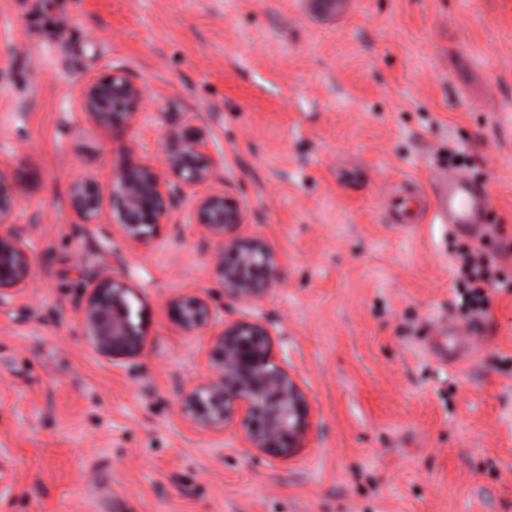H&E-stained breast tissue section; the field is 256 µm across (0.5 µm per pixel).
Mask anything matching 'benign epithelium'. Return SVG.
<instances>
[{"label": "benign epithelium", "mask_w": 512, "mask_h": 512, "mask_svg": "<svg viewBox=\"0 0 512 512\" xmlns=\"http://www.w3.org/2000/svg\"><path fill=\"white\" fill-rule=\"evenodd\" d=\"M146 89L122 65L86 79L80 88L83 119L112 138L143 123ZM224 158L196 112L185 113L154 154L132 139L112 159L110 181L92 177L69 184L68 208L80 224H107L111 236L131 249L153 245L162 224L192 227L224 300L240 316L220 315L209 294L182 288L165 301L169 322L181 336H206L205 371L179 385L176 402L191 429L218 437L232 432L241 448L286 461L305 447L314 423L309 394L279 356L282 335L246 311L282 287L284 265L271 243L248 232L240 204L220 180ZM26 186L0 167V304L25 295L37 268L33 239L42 223L17 221ZM133 288L101 271L88 278L75 319L88 348L115 366H138L147 336L142 310L133 309Z\"/></svg>", "instance_id": "1"}]
</instances>
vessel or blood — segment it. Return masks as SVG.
<instances>
[{
    "instance_id": "vessel-or-blood-1",
    "label": "vessel or blood",
    "mask_w": 512,
    "mask_h": 512,
    "mask_svg": "<svg viewBox=\"0 0 512 512\" xmlns=\"http://www.w3.org/2000/svg\"><path fill=\"white\" fill-rule=\"evenodd\" d=\"M487 203L486 196L464 173L453 172L439 179L426 209L441 223L464 226L476 232L484 222ZM432 347L451 363L470 359L475 352L468 331L454 321L444 327Z\"/></svg>"
}]
</instances>
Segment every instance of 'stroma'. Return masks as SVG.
<instances>
[{
    "mask_svg": "<svg viewBox=\"0 0 512 512\" xmlns=\"http://www.w3.org/2000/svg\"><path fill=\"white\" fill-rule=\"evenodd\" d=\"M114 63L148 92L136 140L159 150L200 113L282 258L259 306L315 416L288 461L217 448L176 403L206 339L164 301L223 300L191 227L128 250L68 212L70 181L107 183L124 146L79 118L82 82ZM452 155L487 192L504 280L461 364L423 340L456 315L453 248L472 236L388 209ZM1 164L28 184L19 223L46 219L27 294L0 306V512H512V0H0ZM102 268L149 315L134 370L76 328Z\"/></svg>",
    "mask_w": 512,
    "mask_h": 512,
    "instance_id": "1",
    "label": "stroma"
}]
</instances>
